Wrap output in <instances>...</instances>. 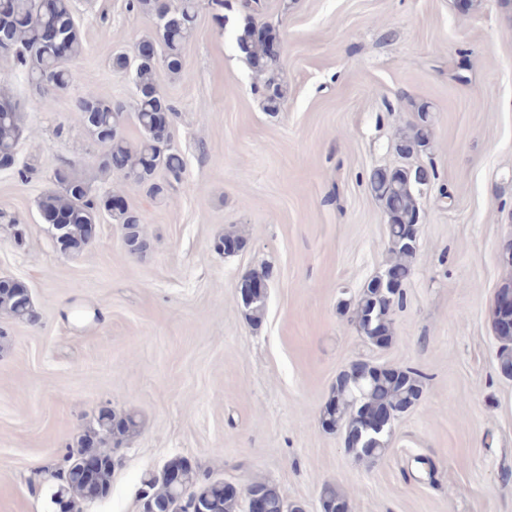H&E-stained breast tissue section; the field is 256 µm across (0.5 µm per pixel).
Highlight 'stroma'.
I'll return each instance as SVG.
<instances>
[{
	"label": "stroma",
	"mask_w": 512,
	"mask_h": 512,
	"mask_svg": "<svg viewBox=\"0 0 512 512\" xmlns=\"http://www.w3.org/2000/svg\"><path fill=\"white\" fill-rule=\"evenodd\" d=\"M281 42L280 111H264L233 27L198 0L180 75L161 73L184 182L153 198L101 179L77 107L129 101L114 53L153 32L127 0H72L83 53L45 109L0 58L20 104L21 180L0 170V276L23 281L35 320L0 317V512H54L51 474L102 407L140 428L117 452L109 497L86 512H141L143 474L174 456L201 475L279 486L322 512L335 484L351 512H512V378L499 369L492 310L512 266V5L503 0H259ZM426 104L430 151L397 149ZM73 162L96 193L143 217L147 250L123 254L101 219L61 254L40 216L54 170ZM422 166L432 187L406 303L379 350L344 308L387 260L388 218L369 192L376 167ZM25 227L15 243L10 219ZM245 240L219 253L226 230ZM268 273L266 314L246 319L238 287ZM367 360L425 374L375 464L355 460L319 411L337 375Z\"/></svg>",
	"instance_id": "1"
}]
</instances>
